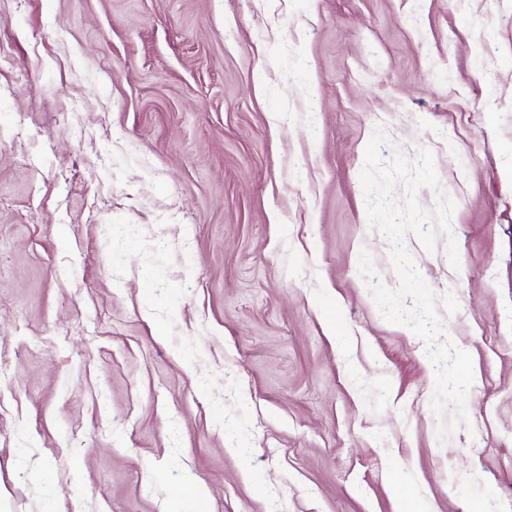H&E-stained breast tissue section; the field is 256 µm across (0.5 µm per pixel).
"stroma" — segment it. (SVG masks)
<instances>
[{"label":"stroma","instance_id":"1","mask_svg":"<svg viewBox=\"0 0 512 512\" xmlns=\"http://www.w3.org/2000/svg\"><path fill=\"white\" fill-rule=\"evenodd\" d=\"M0 56V512H512V0H0ZM379 128L455 204L443 441Z\"/></svg>","mask_w":512,"mask_h":512}]
</instances>
